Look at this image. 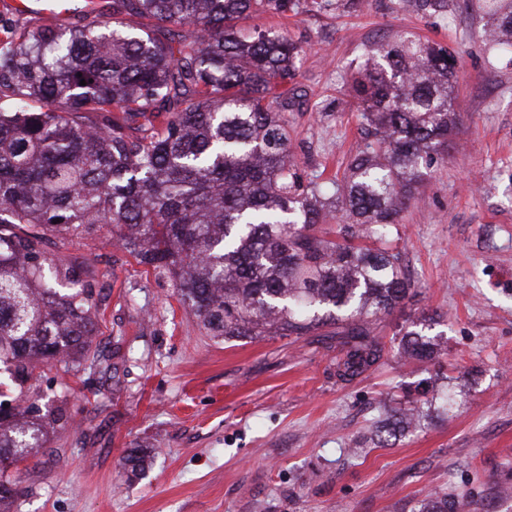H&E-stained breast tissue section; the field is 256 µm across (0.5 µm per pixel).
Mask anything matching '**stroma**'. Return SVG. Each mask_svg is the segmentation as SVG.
<instances>
[{
    "mask_svg": "<svg viewBox=\"0 0 512 512\" xmlns=\"http://www.w3.org/2000/svg\"><path fill=\"white\" fill-rule=\"evenodd\" d=\"M340 2L242 23L304 48L287 112L304 181H330L367 142L342 91L366 46L412 33L459 58L455 145L397 226L412 287L377 323L384 358L346 384L330 337L207 336L172 281L109 230L48 236L45 251L82 269L100 301L97 342L113 368L37 369L35 395L65 399L70 420L33 450L19 512H421L437 491L472 494L471 512H512L500 494L512 492V54L488 53L481 0L431 17L404 0ZM429 318L439 358L404 361L402 331ZM429 389L453 394L448 414L378 444L383 405ZM136 446L155 455L131 479L123 456Z\"/></svg>",
    "mask_w": 512,
    "mask_h": 512,
    "instance_id": "35a3bbf8",
    "label": "stroma"
}]
</instances>
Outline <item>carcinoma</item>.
<instances>
[{
	"label": "carcinoma",
	"mask_w": 512,
	"mask_h": 512,
	"mask_svg": "<svg viewBox=\"0 0 512 512\" xmlns=\"http://www.w3.org/2000/svg\"><path fill=\"white\" fill-rule=\"evenodd\" d=\"M0 0V512L26 491L19 465L67 424L65 406L29 399L35 365L68 373L109 368L94 345L98 303L77 268L47 256L51 234L102 224L140 263L173 281L208 335L309 336L324 328L350 382L377 364L375 321L406 298L404 253L369 245L399 216L448 153L457 57L413 37L380 44L347 82L373 140L328 186L303 184L290 156L288 84L302 46L241 32L261 8L292 0H103L94 15L19 27ZM442 15L449 0H406ZM136 16L168 38L136 33ZM489 50L512 47V0H483ZM86 85H80V81ZM336 221L327 238L317 227ZM436 337L413 326L401 352L432 361ZM410 402L376 426L407 432ZM150 451L125 450L137 477ZM459 495L421 512H461Z\"/></svg>",
	"instance_id": "carcinoma-1"
}]
</instances>
